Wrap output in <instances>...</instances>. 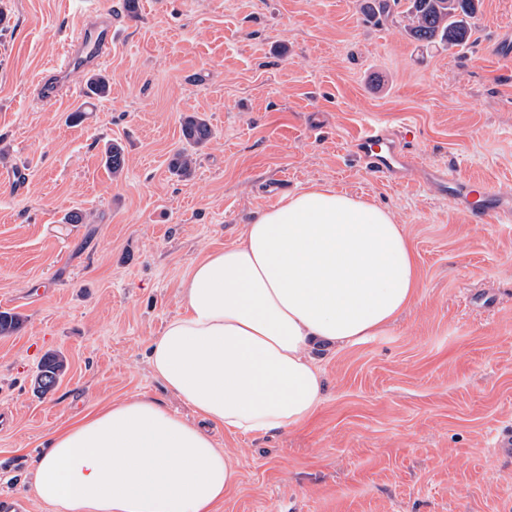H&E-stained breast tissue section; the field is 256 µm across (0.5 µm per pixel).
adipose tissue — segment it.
<instances>
[{"label": "adipose tissue", "instance_id": "adipose-tissue-1", "mask_svg": "<svg viewBox=\"0 0 512 512\" xmlns=\"http://www.w3.org/2000/svg\"><path fill=\"white\" fill-rule=\"evenodd\" d=\"M414 253L385 208L314 184L195 260L148 359L194 419L132 395L55 430L35 496L54 512H217L237 483L205 424L265 434L323 400L318 352L378 335L412 302Z\"/></svg>", "mask_w": 512, "mask_h": 512}]
</instances>
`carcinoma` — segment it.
Instances as JSON below:
<instances>
[{
  "mask_svg": "<svg viewBox=\"0 0 512 512\" xmlns=\"http://www.w3.org/2000/svg\"><path fill=\"white\" fill-rule=\"evenodd\" d=\"M479 4L480 0H360V10L377 21L400 12L407 36L416 43L465 45L472 36L471 19ZM85 87L84 95L97 100L106 98L110 91L109 81L102 74L90 75ZM181 132L185 145L170 157L169 171L175 176L186 177L195 164L196 149L210 141L213 131L205 118L191 113L182 117ZM104 164L112 176L122 174L125 155L121 144L110 142L105 146ZM65 371L63 357L58 354L47 356L39 370L38 387L44 393L52 390Z\"/></svg>",
  "mask_w": 512,
  "mask_h": 512,
  "instance_id": "cac0c4a2",
  "label": "carcinoma"
}]
</instances>
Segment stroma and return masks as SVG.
Returning a JSON list of instances; mask_svg holds the SVG:
<instances>
[{
	"label": "stroma",
	"instance_id": "1",
	"mask_svg": "<svg viewBox=\"0 0 512 512\" xmlns=\"http://www.w3.org/2000/svg\"><path fill=\"white\" fill-rule=\"evenodd\" d=\"M85 0H0V490L28 512L53 430L131 394L193 418L147 358L180 310L190 263L235 244L290 191L329 184L390 210L413 248L418 288L378 336L325 355L314 417L265 435L213 431L239 473L220 512H512V222L475 224L432 181L457 170L512 201V0H481L465 47L422 46L401 17L368 21L356 0H112L109 97L86 107L85 75L38 101ZM79 121H71L74 111ZM212 139L189 177L168 170L181 117ZM412 128L408 183L370 175L351 150L361 120ZM125 149L120 176L106 142ZM81 209L87 223L69 224ZM63 355L56 387L41 360ZM66 361L58 354L48 355L42 363L37 377L38 387L46 393L54 388L66 371Z\"/></svg>",
	"mask_w": 512,
	"mask_h": 512
}]
</instances>
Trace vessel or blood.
I'll return each mask as SVG.
<instances>
[{
  "instance_id": "1",
  "label": "vessel or blood",
  "mask_w": 512,
  "mask_h": 512,
  "mask_svg": "<svg viewBox=\"0 0 512 512\" xmlns=\"http://www.w3.org/2000/svg\"><path fill=\"white\" fill-rule=\"evenodd\" d=\"M112 47V26L103 24L91 28L78 24L70 46L66 47L54 74L39 88L37 96L43 101L61 97L68 76L86 65L99 62ZM355 153L365 162L367 169L383 178H398L411 164L403 150V137L387 131L379 122L371 121L361 126L352 142ZM437 179L447 188L450 196L461 199L468 211L486 215L507 216L512 221V208L503 209L498 196L486 183L463 180L454 174L441 172Z\"/></svg>"
}]
</instances>
